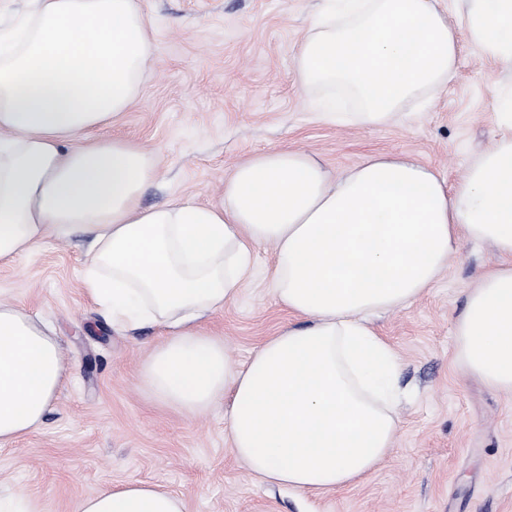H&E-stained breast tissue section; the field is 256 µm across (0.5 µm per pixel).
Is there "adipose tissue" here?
<instances>
[{
  "mask_svg": "<svg viewBox=\"0 0 512 512\" xmlns=\"http://www.w3.org/2000/svg\"><path fill=\"white\" fill-rule=\"evenodd\" d=\"M293 67L319 121L382 126L453 78L457 31L512 70V0H457L450 26L434 0H322ZM156 43L140 0H28L0 27V265L43 240L90 238L83 282L124 329L162 341L144 390L188 416L231 395L224 433L265 482L329 491L370 474L397 432L399 361L372 325L433 286L463 242L502 259L454 321L456 356L512 392V85L493 146L455 185L404 155L373 154L333 176L287 147L254 154L217 202L146 208L159 157L100 136L139 99ZM356 109L343 112L340 98ZM273 248L276 302L305 317L233 363L205 324L239 295L257 248ZM49 322L0 303V447L36 431L70 381ZM77 512H186L182 497L129 481Z\"/></svg>",
  "mask_w": 512,
  "mask_h": 512,
  "instance_id": "1",
  "label": "adipose tissue"
}]
</instances>
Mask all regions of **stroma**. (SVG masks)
I'll return each instance as SVG.
<instances>
[{"label":"stroma","mask_w":512,"mask_h":512,"mask_svg":"<svg viewBox=\"0 0 512 512\" xmlns=\"http://www.w3.org/2000/svg\"><path fill=\"white\" fill-rule=\"evenodd\" d=\"M318 3L142 0L156 56L138 102L103 134L158 154L143 205L216 202L237 162L283 145L320 155L337 177L383 153L411 156L450 184L492 145L512 72L463 33L455 78L425 106L382 127L317 121L292 67ZM86 245L80 233L50 238L0 266V301L53 324L71 374L40 429L0 447V487L38 496L45 512H72L127 481L182 495L188 512H512V393L468 375L453 336L467 288L501 262L492 246L463 243L423 297L374 319L409 392L392 453L356 484L312 493L248 474L225 438L223 405L187 417L150 400L139 370L160 332L106 323L82 280ZM272 257L258 249L239 297L207 323L239 364L295 320L269 287Z\"/></svg>","instance_id":"35a3bbf8"}]
</instances>
